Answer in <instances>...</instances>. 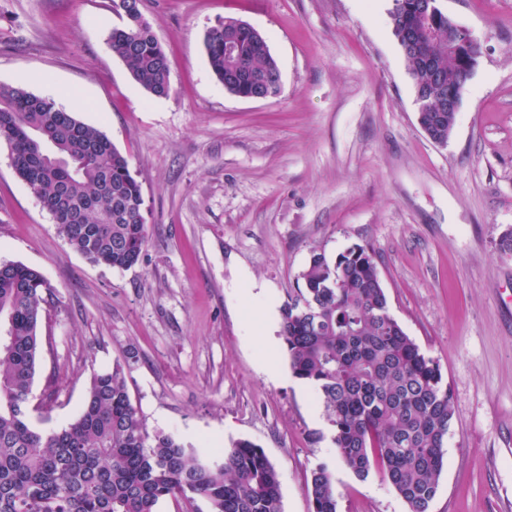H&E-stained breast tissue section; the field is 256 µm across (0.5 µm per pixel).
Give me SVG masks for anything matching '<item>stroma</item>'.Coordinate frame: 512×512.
Masks as SVG:
<instances>
[{
	"instance_id": "stroma-1",
	"label": "stroma",
	"mask_w": 512,
	"mask_h": 512,
	"mask_svg": "<svg viewBox=\"0 0 512 512\" xmlns=\"http://www.w3.org/2000/svg\"><path fill=\"white\" fill-rule=\"evenodd\" d=\"M482 54L447 144L418 121L393 0H141L171 92L137 84L106 38L108 0H0V83L104 131L141 183L148 243L117 270L59 235L0 145V262L48 288L27 405L41 431L77 417L94 374L130 367L148 432L221 461L248 439L311 512L306 479L333 462L317 391L294 377L279 309L312 253H375L390 314L440 363L454 416L430 512H512V0H441ZM234 18L267 39L280 92L229 94L206 32ZM42 71L25 79L27 68ZM338 512H408L379 473L335 464Z\"/></svg>"
}]
</instances>
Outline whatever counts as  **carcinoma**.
Here are the masks:
<instances>
[{
  "instance_id": "1",
  "label": "carcinoma",
  "mask_w": 512,
  "mask_h": 512,
  "mask_svg": "<svg viewBox=\"0 0 512 512\" xmlns=\"http://www.w3.org/2000/svg\"><path fill=\"white\" fill-rule=\"evenodd\" d=\"M139 2L110 0L122 24L107 43L137 83L166 97L170 62ZM400 2L390 12L393 33L429 108L441 89L463 86L466 73L439 40L424 45L428 63L406 48L404 30L416 16L402 14ZM227 40L237 51H225ZM204 48L213 74L238 97L260 90L254 74H280L270 49L241 20L210 29ZM423 122L446 143L456 113L428 111ZM1 143L74 251L112 269L139 262L148 241L142 187L103 131L50 98L0 84ZM298 279L280 307V337L292 374L318 391L337 459L360 480L379 469L408 512H429L454 415L440 364L390 314L367 247L334 259L315 252ZM45 288L37 271L0 262V512H156L162 500L191 505L198 498L208 512H281L280 475L261 446L237 440L211 465L171 435L149 434L121 364L91 378L74 422L50 433L35 429L25 408ZM305 490L312 512H338L332 465H317Z\"/></svg>"
}]
</instances>
